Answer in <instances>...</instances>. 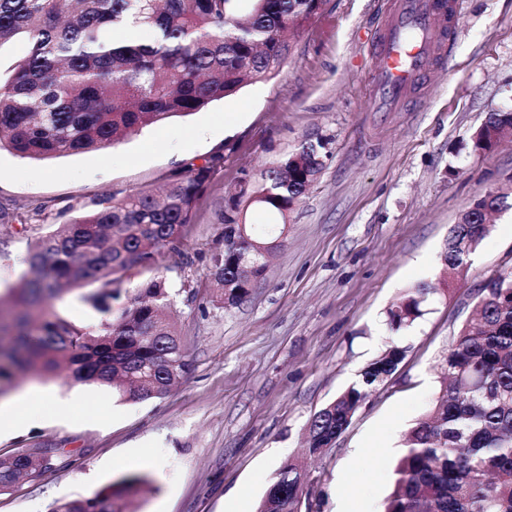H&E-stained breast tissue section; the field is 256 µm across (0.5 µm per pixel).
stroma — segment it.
<instances>
[{"mask_svg":"<svg viewBox=\"0 0 512 512\" xmlns=\"http://www.w3.org/2000/svg\"><path fill=\"white\" fill-rule=\"evenodd\" d=\"M388 9V0H325L277 77L118 146L43 161L0 151V205L24 218L0 225L1 294L20 287L30 243L66 207L82 213L104 193L159 189L183 162L224 154L181 245L157 257L187 373L140 403L63 376L43 383L85 400L0 436V454L56 451L39 481L0 496V512H48L132 472L150 481L140 512H255L278 469L302 455L312 416L396 345L397 371L307 463L313 512H383L404 435L439 393L443 355L479 288L512 270L511 196L466 276L429 297L413 325L388 323L404 290L439 282V256L473 197L512 185V135L486 153L471 142L488 113L512 111V0H459L447 57L398 111L375 114L370 55ZM317 137L331 156L291 213L285 246L242 303L211 302L203 258L221 238L228 189Z\"/></svg>","mask_w":512,"mask_h":512,"instance_id":"stroma-1","label":"stroma"}]
</instances>
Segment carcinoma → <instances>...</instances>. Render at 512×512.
Wrapping results in <instances>:
<instances>
[{
	"instance_id": "obj_1",
	"label": "carcinoma",
	"mask_w": 512,
	"mask_h": 512,
	"mask_svg": "<svg viewBox=\"0 0 512 512\" xmlns=\"http://www.w3.org/2000/svg\"><path fill=\"white\" fill-rule=\"evenodd\" d=\"M0 0V44L23 34L29 52L0 82V149L46 160L102 151L146 127L198 112L247 82L278 76L290 52L285 32L300 30L324 0ZM512 129V112H490L473 137L494 149ZM331 156L328 141L303 139L260 178L241 179L219 221L221 247L206 276L224 306L240 304L266 272L264 252L283 245L288 217ZM223 156L175 171L164 190L112 193L93 208L39 237L29 248L31 278L0 305V381L17 374L112 388L139 402L162 398L188 370L174 325L165 315L168 282L154 272L157 254L174 249L192 223L200 196ZM507 194H478L450 231L442 274L466 275L490 230L487 217ZM251 209L269 221L250 224ZM136 285L119 320L111 318L117 285ZM80 294L98 323L78 326L51 308L62 288ZM437 289H408L388 311L395 330L422 316ZM478 313L443 356L440 394L405 436L395 487L384 512H512V270L478 296ZM404 350L394 346L361 379L316 412L307 451L320 455L348 428L368 391L394 374ZM52 449L0 455V495L39 478ZM147 476L133 473L92 494L56 502L51 512H136ZM310 489L302 464L285 462L257 512H307Z\"/></svg>"
}]
</instances>
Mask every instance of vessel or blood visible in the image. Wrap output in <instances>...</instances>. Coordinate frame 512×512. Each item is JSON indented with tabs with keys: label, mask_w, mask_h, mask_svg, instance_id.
I'll use <instances>...</instances> for the list:
<instances>
[{
	"label": "vessel or blood",
	"mask_w": 512,
	"mask_h": 512,
	"mask_svg": "<svg viewBox=\"0 0 512 512\" xmlns=\"http://www.w3.org/2000/svg\"><path fill=\"white\" fill-rule=\"evenodd\" d=\"M458 0H392L373 46L372 109L394 112L442 49L440 19L452 17Z\"/></svg>",
	"instance_id": "1"
}]
</instances>
